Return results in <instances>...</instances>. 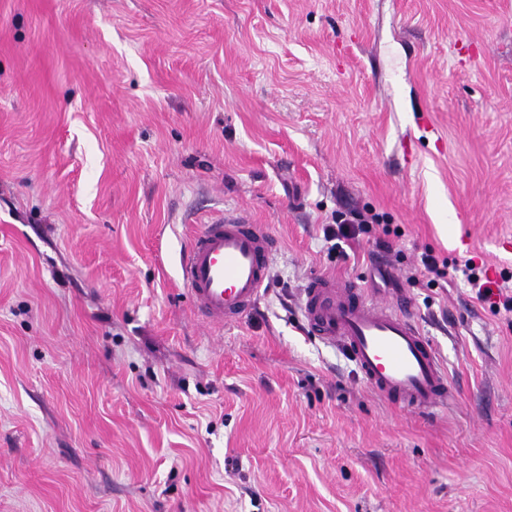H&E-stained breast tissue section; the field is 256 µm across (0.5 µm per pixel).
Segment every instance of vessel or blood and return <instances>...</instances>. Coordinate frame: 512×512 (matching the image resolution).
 <instances>
[{
    "mask_svg": "<svg viewBox=\"0 0 512 512\" xmlns=\"http://www.w3.org/2000/svg\"><path fill=\"white\" fill-rule=\"evenodd\" d=\"M274 241L251 213L231 208L193 234L181 254L180 279L208 320H239L268 285ZM310 330L341 345L364 380L401 407L431 411L456 396L436 349L412 315L351 284L317 277L304 290Z\"/></svg>",
    "mask_w": 512,
    "mask_h": 512,
    "instance_id": "1",
    "label": "vessel or blood"
}]
</instances>
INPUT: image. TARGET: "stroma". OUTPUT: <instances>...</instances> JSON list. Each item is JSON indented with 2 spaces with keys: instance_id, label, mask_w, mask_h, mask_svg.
I'll use <instances>...</instances> for the list:
<instances>
[{
  "instance_id": "1",
  "label": "stroma",
  "mask_w": 512,
  "mask_h": 512,
  "mask_svg": "<svg viewBox=\"0 0 512 512\" xmlns=\"http://www.w3.org/2000/svg\"><path fill=\"white\" fill-rule=\"evenodd\" d=\"M238 206L278 249L220 324L180 255ZM509 239L512 0H0V512H512V320L411 280ZM316 275L408 299L456 401L367 384ZM354 220L350 221L347 219H340V224H328L324 228V238L326 242H332L335 240L340 241L341 239H350L356 235L357 229L363 232L369 231V226L373 223L379 222V214H371L365 216L361 213L353 215ZM357 223L358 228H356ZM336 226V227H335ZM423 268L434 277L428 281L429 286H438V280L448 277V258L440 260L432 252L428 251L421 256Z\"/></svg>"
}]
</instances>
